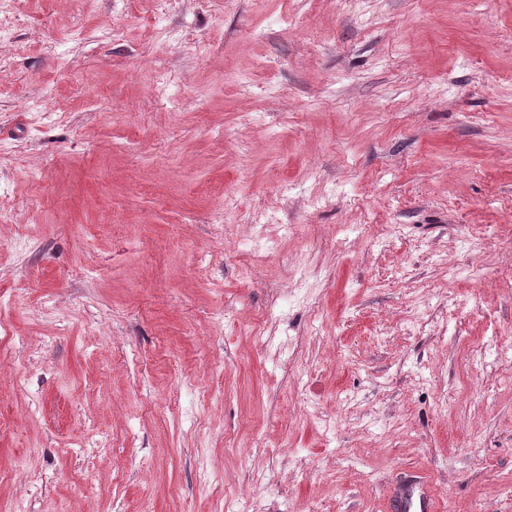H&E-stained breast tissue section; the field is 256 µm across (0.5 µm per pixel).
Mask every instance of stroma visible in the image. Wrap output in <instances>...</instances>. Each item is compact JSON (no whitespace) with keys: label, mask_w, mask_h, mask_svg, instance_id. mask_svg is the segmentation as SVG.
<instances>
[{"label":"stroma","mask_w":512,"mask_h":512,"mask_svg":"<svg viewBox=\"0 0 512 512\" xmlns=\"http://www.w3.org/2000/svg\"><path fill=\"white\" fill-rule=\"evenodd\" d=\"M10 21L0 512H512V0ZM391 505L395 512H438L440 509L437 492L426 480L398 485L394 489Z\"/></svg>","instance_id":"stroma-1"}]
</instances>
